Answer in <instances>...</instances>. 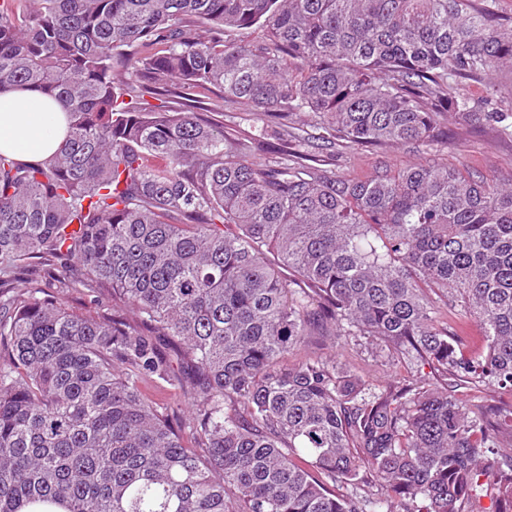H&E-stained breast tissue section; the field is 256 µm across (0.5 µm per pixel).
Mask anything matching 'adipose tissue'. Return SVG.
Instances as JSON below:
<instances>
[{
	"label": "adipose tissue",
	"instance_id": "obj_1",
	"mask_svg": "<svg viewBox=\"0 0 512 512\" xmlns=\"http://www.w3.org/2000/svg\"><path fill=\"white\" fill-rule=\"evenodd\" d=\"M68 118L62 106L36 92L0 91V153L20 161H43L63 143Z\"/></svg>",
	"mask_w": 512,
	"mask_h": 512
}]
</instances>
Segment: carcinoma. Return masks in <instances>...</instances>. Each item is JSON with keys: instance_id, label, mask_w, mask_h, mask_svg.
I'll return each mask as SVG.
<instances>
[{"instance_id": "obj_1", "label": "carcinoma", "mask_w": 512, "mask_h": 512, "mask_svg": "<svg viewBox=\"0 0 512 512\" xmlns=\"http://www.w3.org/2000/svg\"><path fill=\"white\" fill-rule=\"evenodd\" d=\"M37 2L0 0V89L56 99L70 132L46 161L0 154V512H512V407L455 397L512 390V182L338 176L309 151L414 150L448 112L512 133L511 111L457 92L512 67V27L473 0ZM254 26L262 40L224 41ZM119 65L142 90L215 88L272 118L271 159H249L269 125L230 137L145 107ZM70 257L121 308L76 312L33 280L39 263L73 287L53 265ZM319 330L445 385L283 365ZM145 378L177 379L188 415ZM461 324H466L468 329L467 335L461 336L464 340V349L469 354H476L481 344L475 325L461 313L459 308L448 307V329L456 330ZM141 386L148 394L155 395L159 404L173 417L178 418L187 413V398L180 389L166 384L161 387L152 379L144 380ZM458 399L467 406L479 405L486 399H494L506 405L512 404V392L504 390H489L485 387L466 385L459 388Z\"/></svg>"}]
</instances>
